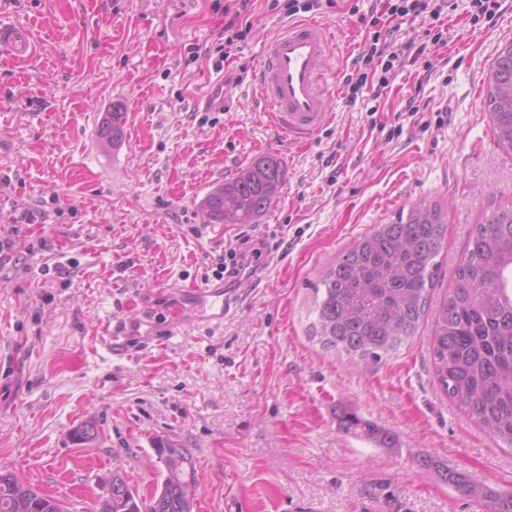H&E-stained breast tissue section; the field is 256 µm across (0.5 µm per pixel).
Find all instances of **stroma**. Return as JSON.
I'll use <instances>...</instances> for the list:
<instances>
[{
    "label": "stroma",
    "instance_id": "stroma-1",
    "mask_svg": "<svg viewBox=\"0 0 512 512\" xmlns=\"http://www.w3.org/2000/svg\"><path fill=\"white\" fill-rule=\"evenodd\" d=\"M455 28L431 77L408 64L386 95L348 101L368 0L324 6L311 21L336 45L331 117L312 140L269 124L262 53L284 27L259 0L239 50L220 59L223 0H0L38 54L0 52V235L21 265H0V467L86 512L100 480L119 472L140 502L160 479L155 448L194 456V512H487L460 496L433 457L480 488L512 491V448L496 447L440 390L431 364L435 314L473 225L512 206V155L484 106L485 74L512 40V0ZM183 36L161 40V23ZM222 69H215L216 61ZM225 80V107L195 98ZM418 112H406L408 102ZM126 114L119 145L101 140L107 112ZM447 113V122L437 120ZM402 126L399 138L385 132ZM279 158L270 209L214 235L200 208L253 158ZM448 215V242L414 339L379 364L355 365L309 340V305L337 254L419 201ZM46 221L21 223L23 213ZM265 242L267 267L231 288L216 333L183 326L162 345L117 358L102 345L116 317L138 316L149 288L204 283L238 240ZM396 438L392 448L347 433L344 412ZM97 437L78 442L76 427Z\"/></svg>",
    "mask_w": 512,
    "mask_h": 512
}]
</instances>
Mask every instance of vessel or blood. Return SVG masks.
I'll use <instances>...</instances> for the list:
<instances>
[{"instance_id":"vessel-or-blood-1","label":"vessel or blood","mask_w":512,"mask_h":512,"mask_svg":"<svg viewBox=\"0 0 512 512\" xmlns=\"http://www.w3.org/2000/svg\"><path fill=\"white\" fill-rule=\"evenodd\" d=\"M0 50L18 60H30L36 55L35 44L27 30L2 13ZM329 55L327 33L313 21L288 24L268 44L259 76L271 107L270 122L290 140H311L330 118L324 88ZM199 104L206 112L223 111V77H216ZM167 294L170 316L165 323H157L147 316L116 320L108 343L113 356L126 354L128 339L132 336L143 343H159L185 324L208 328L223 324L224 313L231 304L220 279L202 286L171 288Z\"/></svg>"}]
</instances>
